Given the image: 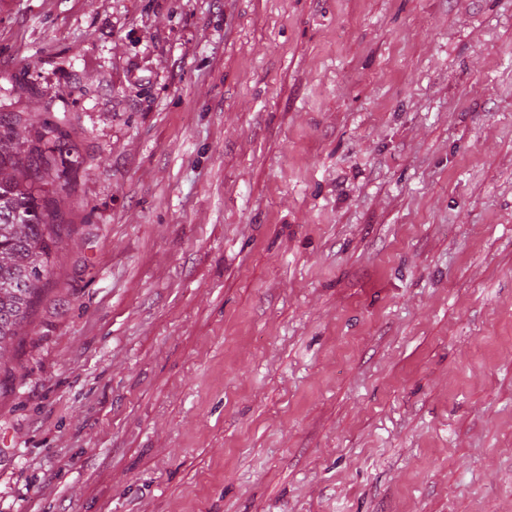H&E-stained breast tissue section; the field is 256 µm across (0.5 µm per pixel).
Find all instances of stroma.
Wrapping results in <instances>:
<instances>
[{
    "instance_id": "stroma-1",
    "label": "stroma",
    "mask_w": 512,
    "mask_h": 512,
    "mask_svg": "<svg viewBox=\"0 0 512 512\" xmlns=\"http://www.w3.org/2000/svg\"><path fill=\"white\" fill-rule=\"evenodd\" d=\"M0 112V512H512V0H0ZM66 136L49 121L32 130L20 115L0 113V350L21 334L63 241L60 209L45 186H65L75 169L61 146Z\"/></svg>"
}]
</instances>
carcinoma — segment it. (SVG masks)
<instances>
[{"instance_id": "1", "label": "carcinoma", "mask_w": 512, "mask_h": 512, "mask_svg": "<svg viewBox=\"0 0 512 512\" xmlns=\"http://www.w3.org/2000/svg\"><path fill=\"white\" fill-rule=\"evenodd\" d=\"M66 133L49 121L34 130L0 113V345L21 334L63 241V222L47 186L75 169Z\"/></svg>"}]
</instances>
